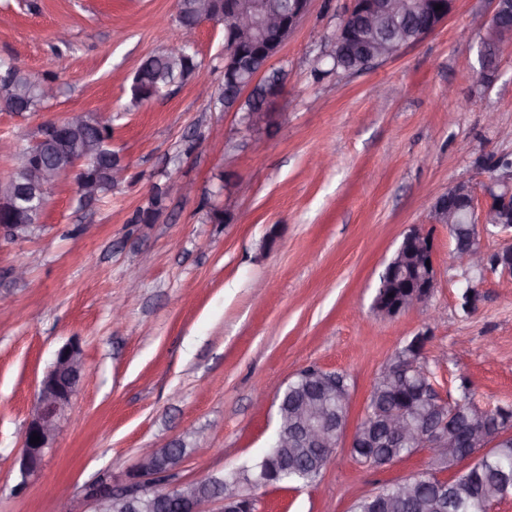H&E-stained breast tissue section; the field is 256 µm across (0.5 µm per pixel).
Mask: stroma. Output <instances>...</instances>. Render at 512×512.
I'll list each match as a JSON object with an SVG mask.
<instances>
[{
  "label": "stroma",
  "mask_w": 512,
  "mask_h": 512,
  "mask_svg": "<svg viewBox=\"0 0 512 512\" xmlns=\"http://www.w3.org/2000/svg\"><path fill=\"white\" fill-rule=\"evenodd\" d=\"M351 4L313 0L272 62L285 74L272 120L250 132L216 102L217 23L194 36L199 70L130 107L140 62L180 37L176 0H0V63L59 89L38 112L0 108V178L43 118L104 100L127 167L88 205L63 178L40 226L0 237V512H89L85 486L122 483L142 448L186 444L183 480L251 461L270 445L280 389L309 367L345 377L346 429L317 483L262 489L259 512H348L428 467L422 452L385 469L349 455L381 369L426 330L441 393L464 378L480 405L512 404V281L484 272L465 313L468 277L447 225L434 228L431 296L391 319L374 308L408 226L427 222L457 182L484 190L492 164L512 158V56L485 81L483 34L471 26L491 0H453L435 31L347 74L331 53ZM156 186L167 190L163 209L134 223ZM213 211L223 221L208 222ZM73 339L82 386L41 467L21 479L16 457L40 381Z\"/></svg>",
  "instance_id": "35a3bbf8"
}]
</instances>
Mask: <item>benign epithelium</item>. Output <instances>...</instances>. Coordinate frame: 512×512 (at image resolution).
Segmentation results:
<instances>
[{
  "label": "benign epithelium",
  "instance_id": "benign-epithelium-1",
  "mask_svg": "<svg viewBox=\"0 0 512 512\" xmlns=\"http://www.w3.org/2000/svg\"><path fill=\"white\" fill-rule=\"evenodd\" d=\"M312 0H298L293 12L284 18L273 12L265 0H224V7L218 0H196L192 16L180 22L184 38L192 37L204 22H227L224 31V80L233 82L239 89V96L250 93L262 82L261 76L267 71L262 67L253 73L246 85L237 79L242 70L240 62L242 42L257 40L268 29H278L280 42L267 48V61L278 54L300 21L307 15ZM494 9L487 19L477 20V26L487 29L489 36L479 44L478 58L482 76L489 72V62H498L504 56L512 55V0H492ZM358 0L345 14L341 22L344 31H375L388 19L424 15L428 18L420 37H425L448 17V13L432 11L431 0H382L368 10L357 8ZM406 44L394 37L377 39L369 64L398 56ZM86 113L68 112L60 119L41 122L28 146L31 163L26 176L17 182L12 178L0 180L5 192L0 194V215H8L6 222L0 221V231L4 235L19 239L31 227L38 224L37 211L22 205L29 197L47 198L58 180L64 176H75L79 197L90 203L98 197V181L90 169L97 166L100 155L97 139L85 134ZM45 153L56 155L60 162L48 166L40 156ZM430 220L425 224H412L403 237V242L414 244L420 255L423 269L422 287L412 292L403 301L400 310H408L423 302L436 286L435 245L430 229L436 224H459L465 222L477 227L478 235L495 233L502 238L498 250L487 253L481 240L464 248L455 249L456 260L462 267L485 271L490 269L501 277L512 280V164L490 185L483 195L468 182H459L438 196L430 207ZM417 369V362L411 358L396 357L386 364L381 376L395 382L403 375ZM85 373V361L80 344L70 341L55 353V358L41 380L37 400L21 437V450L17 456L19 472L26 478L41 465L52 440L64 419L73 396L81 386ZM314 379L312 387L317 396L306 398L299 409L290 413L288 408L277 405V416L273 443L280 448L288 447V442L303 441L322 450V456L331 457L335 453L336 421L328 402L343 398L349 391L345 382L327 377V373L314 369L307 372ZM40 436V442L32 443L33 435ZM499 421L487 419L467 429L466 437L472 448L459 454L457 432L454 431L452 417L420 430L412 418L402 411H391L384 416L383 440L393 448L416 445L415 451L425 452L429 465L435 467L455 457L460 466H474L480 458L498 446L508 436ZM162 451L159 448L140 450L134 470L121 485L108 480H99L85 488V497L92 512H108L112 500L121 499L126 503V512H140L143 500L160 489L163 496L171 498L178 512H254L256 498L240 493V478L224 481V489L209 495L201 494L193 482L166 483L162 477L171 474L159 470ZM411 497L408 480L398 483V492L383 504L380 512H393L398 505Z\"/></svg>",
  "mask_w": 512,
  "mask_h": 512
}]
</instances>
